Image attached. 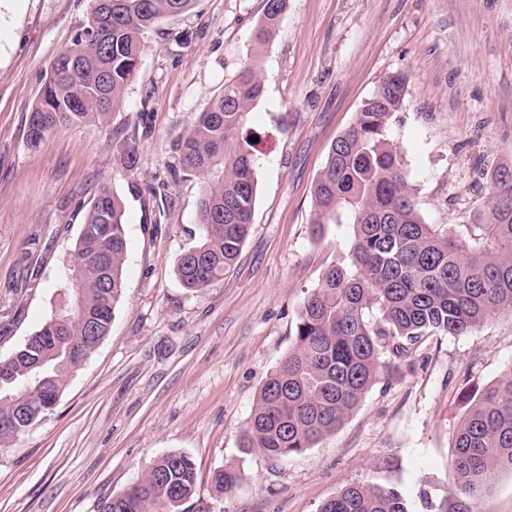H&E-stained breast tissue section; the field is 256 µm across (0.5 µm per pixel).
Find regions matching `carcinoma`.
<instances>
[{
	"label": "carcinoma",
	"mask_w": 512,
	"mask_h": 512,
	"mask_svg": "<svg viewBox=\"0 0 512 512\" xmlns=\"http://www.w3.org/2000/svg\"><path fill=\"white\" fill-rule=\"evenodd\" d=\"M195 0H94L72 46L50 65L28 119L38 147L62 128L103 121L135 77L141 38ZM286 0H265L253 32L270 40ZM405 74L385 75L356 120L332 142L314 180L312 234L350 224L347 265H330L303 302L295 343L267 377L246 427L244 447L280 459L335 432L377 377L409 358L429 336H461L512 313V167L490 173L489 197L476 224L456 236L424 221L403 158L390 140L407 95ZM263 86L248 65L198 113L177 147L178 166L200 179L198 245L181 254L176 275L189 290L223 279L248 236L256 198L257 154L247 125ZM128 242L124 207L108 184L85 214L71 269L72 299L56 308L23 344L0 355V447L11 445L58 402L76 371L69 351L90 357L108 336L124 286ZM456 488L442 498L422 491L413 501L397 487L349 484L319 512H478L497 473L512 470V371L467 399L453 446ZM239 474L213 472L219 493ZM97 512H211L197 497L191 457L153 460L125 490L100 500Z\"/></svg>",
	"instance_id": "1"
}]
</instances>
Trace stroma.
I'll use <instances>...</instances> for the list:
<instances>
[{"instance_id": "1", "label": "stroma", "mask_w": 512, "mask_h": 512, "mask_svg": "<svg viewBox=\"0 0 512 512\" xmlns=\"http://www.w3.org/2000/svg\"><path fill=\"white\" fill-rule=\"evenodd\" d=\"M264 0H196L148 32L138 72L107 121L27 144L51 62L92 0H0V354L68 293L62 276L91 200L109 183L125 209L124 288L109 335L56 406L0 447V512H96L161 454L192 457L213 512H318L352 483L446 496L464 393L512 370V316L432 336L379 375L336 432L269 460L243 448L261 386L295 342L325 268L349 261L353 229L312 236V185L331 143L381 77L408 92L391 139L426 223L462 230L487 172L512 166V0H287L255 45ZM263 92L250 114L259 165L253 224L223 280L189 290L175 269L199 241L197 178L173 174L196 115L246 64ZM135 145L139 167L117 157ZM240 475L232 490L214 470Z\"/></svg>"}]
</instances>
